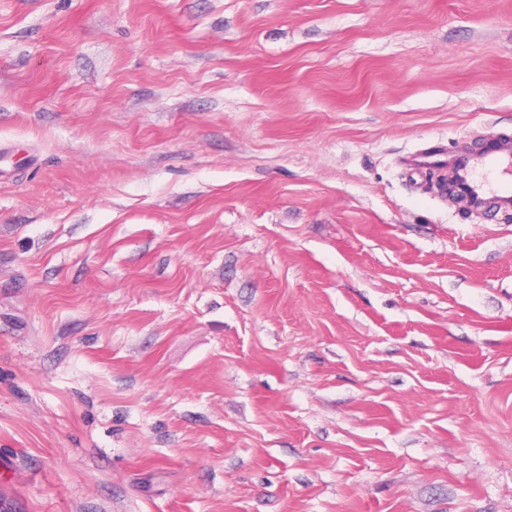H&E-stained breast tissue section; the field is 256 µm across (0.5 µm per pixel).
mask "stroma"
I'll use <instances>...</instances> for the list:
<instances>
[{
  "mask_svg": "<svg viewBox=\"0 0 512 512\" xmlns=\"http://www.w3.org/2000/svg\"><path fill=\"white\" fill-rule=\"evenodd\" d=\"M512 0H0L13 512H512ZM462 187L470 196L512 208V141L490 140L479 150L471 149L456 161Z\"/></svg>",
  "mask_w": 512,
  "mask_h": 512,
  "instance_id": "1",
  "label": "stroma"
}]
</instances>
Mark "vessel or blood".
I'll use <instances>...</instances> for the list:
<instances>
[{
  "label": "vessel or blood",
  "instance_id": "obj_1",
  "mask_svg": "<svg viewBox=\"0 0 512 512\" xmlns=\"http://www.w3.org/2000/svg\"><path fill=\"white\" fill-rule=\"evenodd\" d=\"M462 187L471 197L512 208V141L490 140L457 159Z\"/></svg>",
  "mask_w": 512,
  "mask_h": 512
}]
</instances>
